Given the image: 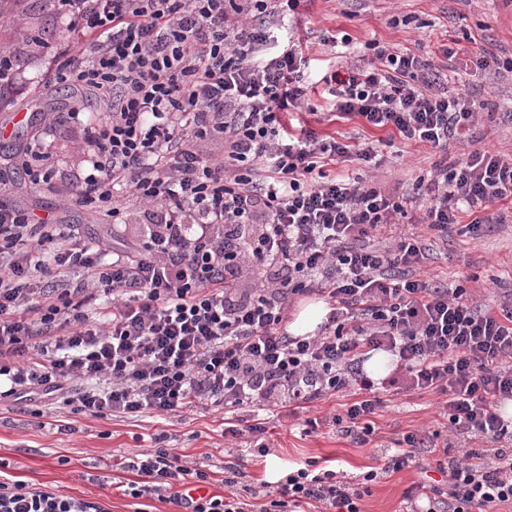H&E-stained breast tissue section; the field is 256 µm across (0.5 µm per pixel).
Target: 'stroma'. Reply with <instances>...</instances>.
<instances>
[{
  "instance_id": "stroma-1",
  "label": "stroma",
  "mask_w": 512,
  "mask_h": 512,
  "mask_svg": "<svg viewBox=\"0 0 512 512\" xmlns=\"http://www.w3.org/2000/svg\"><path fill=\"white\" fill-rule=\"evenodd\" d=\"M0 10L11 17L10 22L0 24V51L21 47L32 32L44 42L35 52L18 57L17 80L8 93L0 95V179L10 186L0 195V203L51 219L63 232L78 233L83 240L99 242L107 249L139 243L142 217L136 198L123 199L124 216L119 224L98 212L63 205L71 176L88 168L85 122L103 118L89 108L85 91L65 89L48 80L56 48L66 35V21L52 0H0ZM293 24L309 45L310 69L317 76L357 62L365 44L374 40L394 51L408 50L429 58L449 91L470 96L477 114L469 141L455 146V154L487 148L512 158V72L493 68L477 74L462 65L463 60L486 51L503 59L512 57V0H301ZM329 33L351 37L348 57L323 50L319 40ZM449 43L458 51V59L442 56L441 46ZM311 104L321 117L316 126L320 134L344 136L378 151L382 165L374 178L387 188L408 191L440 161L430 146L392 145L388 132L363 125L359 119H331L332 105L323 91L312 93ZM78 111L83 114L79 120L74 117ZM36 137L43 138L47 161L56 171L47 187H33L28 179L15 175L21 154ZM426 206L422 199L408 203L406 217L382 229L379 242L386 245L397 234L416 230L429 255L421 275L465 288L470 305L479 309L497 312L512 302V204L488 206L486 216L496 218L497 223L477 238L460 225L444 237L421 224ZM379 396L383 404L372 417V440L363 447L331 423L349 401L343 393L294 413L286 407L243 409V416L260 420L266 428L262 438L269 452L264 456L253 451L255 437L225 439V415L220 407L197 404L169 415L115 413L96 418L53 405L36 415L28 402L19 400L0 404V458L10 462L12 475L31 485L98 500L106 512H135L134 499L117 487L132 475L119 465L153 446L155 435L162 433L166 447L212 470L206 487L210 493H223L220 469L224 466L240 471L236 490L241 493L271 482L273 476H285L293 462L315 460L334 470L338 478L366 483L362 512H406L408 499L419 485L445 486V476L436 469L440 454L422 450L417 465L399 471H385L384 465L395 451L396 439L406 433H417L426 440L436 431L447 434L446 397L393 387L380 391ZM315 417L320 418V426L305 433L304 420ZM272 465L277 468L273 476L267 472ZM372 470L376 479L366 481Z\"/></svg>"
}]
</instances>
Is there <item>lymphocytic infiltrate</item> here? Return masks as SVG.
<instances>
[{
  "label": "lymphocytic infiltrate",
  "mask_w": 512,
  "mask_h": 512,
  "mask_svg": "<svg viewBox=\"0 0 512 512\" xmlns=\"http://www.w3.org/2000/svg\"><path fill=\"white\" fill-rule=\"evenodd\" d=\"M71 33L53 80L94 91L107 115L87 126L91 170L68 203L118 218L122 186L144 204L142 246L105 252L58 225L0 205V401L50 398L93 417L172 414L194 404L233 412L353 393L333 426L359 445L374 432L380 381L364 351L396 357L402 389L447 395L448 421L478 448L437 461L448 499L427 512H493L512 504V305L470 306L460 288L420 278L417 236L368 239L406 213L396 193L330 175L354 150L304 121L310 59L289 22L300 0H55ZM343 118L390 129L440 153L468 136V95L449 93L431 60L375 47L362 65L323 75ZM219 140L206 153L202 142ZM421 218L445 233L482 207L512 200V159L479 148L416 179ZM252 287H245L246 279ZM329 305L318 334L291 336L292 300ZM81 381L70 391L72 381ZM0 458V512H105L90 499L11 479ZM126 495L171 494L190 512H251L224 472L225 496L205 495L206 470L171 448L126 459ZM263 512L312 501L361 512L357 486L308 460Z\"/></svg>",
  "instance_id": "obj_1"
}]
</instances>
